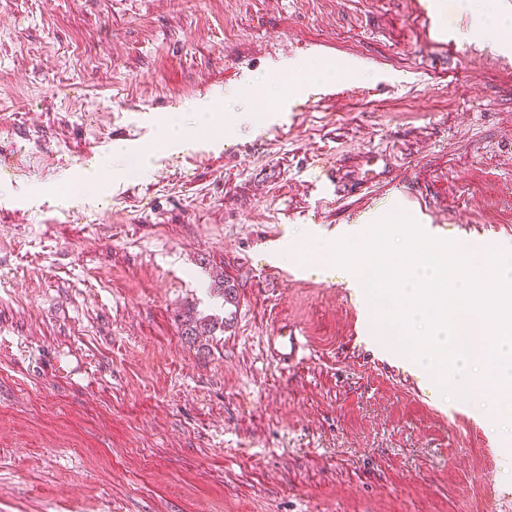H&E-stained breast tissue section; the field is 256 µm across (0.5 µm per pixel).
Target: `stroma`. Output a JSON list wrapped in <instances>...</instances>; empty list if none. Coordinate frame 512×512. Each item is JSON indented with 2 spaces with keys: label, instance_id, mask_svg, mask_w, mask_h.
Listing matches in <instances>:
<instances>
[{
  "label": "stroma",
  "instance_id": "stroma-1",
  "mask_svg": "<svg viewBox=\"0 0 512 512\" xmlns=\"http://www.w3.org/2000/svg\"><path fill=\"white\" fill-rule=\"evenodd\" d=\"M429 2L0 0V512H512L491 382L444 398L308 248L413 191L429 236L512 249V44ZM314 58L360 74L303 79ZM250 78L298 105L287 127L242 118ZM209 95L219 131L192 110ZM377 153L390 174L357 190ZM283 325L308 341L288 368L264 345Z\"/></svg>",
  "mask_w": 512,
  "mask_h": 512
}]
</instances>
